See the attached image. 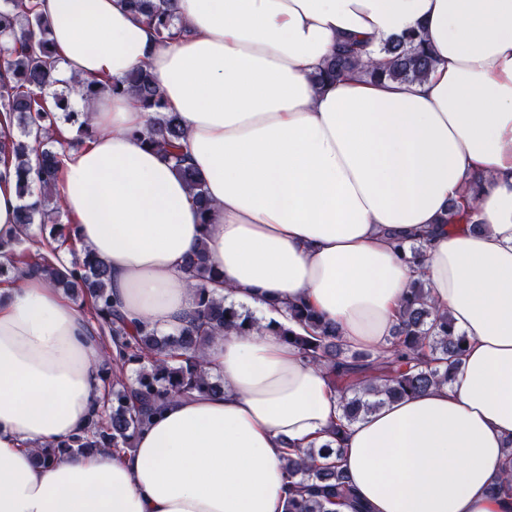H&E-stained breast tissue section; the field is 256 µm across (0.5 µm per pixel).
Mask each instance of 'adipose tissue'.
I'll return each mask as SVG.
<instances>
[{"instance_id":"ef3b65f1","label":"adipose tissue","mask_w":512,"mask_h":512,"mask_svg":"<svg viewBox=\"0 0 512 512\" xmlns=\"http://www.w3.org/2000/svg\"><path fill=\"white\" fill-rule=\"evenodd\" d=\"M56 76L123 80L145 66L187 131L212 204L201 224L171 165L133 137L149 115L97 101L96 138L67 151L62 206L111 270L132 322L184 326L186 256L206 245L224 296L285 320L301 301L352 349L387 347L414 278L468 339L452 381L350 426L341 464L371 512H512V0H175L188 37L157 42L122 0H36ZM419 32L413 82L352 71L321 82L338 42ZM468 204L471 223L447 224ZM430 228L420 265L397 241ZM223 393L175 398L133 451L36 464L104 395L102 346L42 276L0 288V512H283L288 454L340 416L322 367L267 331L218 337Z\"/></svg>"}]
</instances>
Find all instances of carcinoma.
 Listing matches in <instances>:
<instances>
[{
  "label": "carcinoma",
  "instance_id": "cac0c4a2",
  "mask_svg": "<svg viewBox=\"0 0 512 512\" xmlns=\"http://www.w3.org/2000/svg\"><path fill=\"white\" fill-rule=\"evenodd\" d=\"M135 17L152 27L157 37L171 40L185 33L175 23L172 0H126ZM0 154L13 165L22 205L18 223L29 233L17 240H0V275L19 265L25 272L42 274L49 284L88 309L105 334L101 372L109 387L107 399L79 434L46 445L38 453L45 465L65 455L95 450L122 451L133 448L137 435L151 417L175 397L196 393H221L220 378L209 375L205 350L227 333H251L259 319L242 304L214 293L217 271L205 246L188 255L185 269L196 280L194 309L188 324L175 334L163 335L144 323L132 325L114 307L108 290L109 266L88 249L77 248L76 228L63 230L64 212L58 193V174L67 149L85 145L97 133L89 111L75 110L69 96L81 94L90 103L105 95H126L149 113L143 141L163 152L176 174L191 188L201 216L209 223L211 204L195 169L187 164V132L178 113L170 110L164 92L145 67L131 71L123 81L85 80L75 77L68 90L53 94L57 111L46 107L49 90L58 83L53 60L49 20L26 0H0ZM381 51L389 58L379 69L363 60L364 46L357 41L336 45L323 71L327 78L359 68L371 78L411 82L421 78L432 59L421 46V36L408 32L385 41ZM39 233L32 234L33 226ZM430 234L422 231L410 245L397 242L400 254L420 262ZM27 244L20 254L16 246ZM73 255L64 263L61 254ZM403 326L382 353L352 350L342 341L337 327L323 321L302 302L288 305V324H276L275 334L298 349L304 358L324 366L339 396L341 421L332 431L342 441L346 429L379 409L387 400L417 395L437 384L448 383L459 368L466 337L455 331L451 317L427 301V288L420 279L411 281L403 299ZM305 333L300 334L296 328ZM134 368V377L126 370ZM330 445L287 461L288 496L284 512H335L333 506L353 502L352 488L339 459L316 463L329 455Z\"/></svg>",
  "mask_w": 512,
  "mask_h": 512
}]
</instances>
